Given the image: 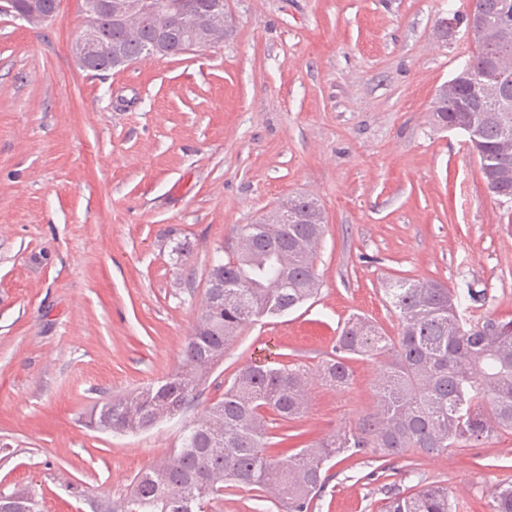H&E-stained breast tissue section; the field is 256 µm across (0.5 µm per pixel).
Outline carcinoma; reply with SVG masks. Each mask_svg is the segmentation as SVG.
<instances>
[{
	"label": "carcinoma",
	"mask_w": 512,
	"mask_h": 512,
	"mask_svg": "<svg viewBox=\"0 0 512 512\" xmlns=\"http://www.w3.org/2000/svg\"><path fill=\"white\" fill-rule=\"evenodd\" d=\"M472 9L493 25L512 29V0H473ZM89 24L103 43L122 42L129 61L148 54L162 26L172 55L192 49L190 23L180 19L163 22L144 15L138 28L127 31L102 12ZM471 65L474 78L461 90L464 98L474 97L481 82L512 85V41L478 44ZM434 112L446 127L456 105L439 95ZM480 115L478 156L486 188L512 197V112L505 122L497 112ZM320 219L315 200L294 197L279 223L242 225L236 249L208 269V284L218 286L217 300L206 297L180 365L160 381L95 406L92 415H106L114 432L136 433L169 408H189L209 379L210 364L224 358L244 326L284 314L317 294ZM384 293L398 319V335L390 337L354 316L324 367L326 380L345 388L352 381V361L380 363L372 415L274 460L266 453L268 415L280 421L281 440L301 436L289 433L288 422L308 406L309 372L288 362L245 364L180 447L140 472L130 494L107 512H207L224 501V491L234 489L268 495L279 512H312L325 485L324 467L335 458L439 456L494 433L512 432V319L486 316L469 322L462 300L475 305L484 300V291L469 288L462 295L434 280L399 278L387 282ZM381 512H455V504L447 486L427 483L411 494L391 495ZM488 512H512V481L496 485Z\"/></svg>",
	"instance_id": "carcinoma-1"
}]
</instances>
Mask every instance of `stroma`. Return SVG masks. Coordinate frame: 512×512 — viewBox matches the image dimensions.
I'll list each match as a JSON object with an SVG mask.
<instances>
[{
	"label": "stroma",
	"mask_w": 512,
	"mask_h": 512,
	"mask_svg": "<svg viewBox=\"0 0 512 512\" xmlns=\"http://www.w3.org/2000/svg\"><path fill=\"white\" fill-rule=\"evenodd\" d=\"M224 42L88 71L71 53L83 0L33 27L0 14V491L42 512L119 501L179 446L250 362L310 376L293 426L312 442L376 409L379 366L319 376L344 323L398 321L395 278L484 291L512 318V200L488 193L464 134L435 122L441 85L477 51L470 0H226ZM321 206L317 296L246 326L183 415L136 434L89 427L92 408L180 363L217 251L285 198ZM176 229L191 249L176 255ZM314 512H379L395 493L447 485L487 512L512 479V434L410 460L330 462Z\"/></svg>",
	"instance_id": "stroma-1"
}]
</instances>
